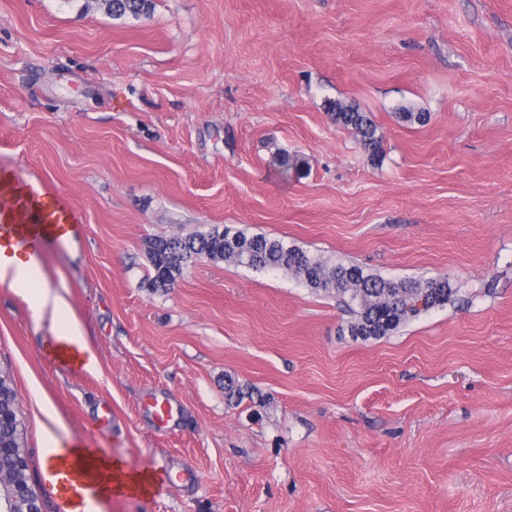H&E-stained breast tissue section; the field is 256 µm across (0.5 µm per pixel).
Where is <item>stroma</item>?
Wrapping results in <instances>:
<instances>
[{
	"label": "stroma",
	"instance_id": "1",
	"mask_svg": "<svg viewBox=\"0 0 512 512\" xmlns=\"http://www.w3.org/2000/svg\"><path fill=\"white\" fill-rule=\"evenodd\" d=\"M337 102L369 113L380 159ZM2 170L85 214L35 275L64 286L97 372L53 364L50 316L0 285L44 512V399L60 437L153 474L101 512H512V0H152L137 19L0 0ZM215 227L457 294L362 341L281 272L200 257L151 288L150 240ZM229 377L258 396L227 402Z\"/></svg>",
	"mask_w": 512,
	"mask_h": 512
}]
</instances>
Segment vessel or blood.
<instances>
[{
	"mask_svg": "<svg viewBox=\"0 0 512 512\" xmlns=\"http://www.w3.org/2000/svg\"><path fill=\"white\" fill-rule=\"evenodd\" d=\"M82 219L81 211L53 186L0 173V247L10 253L42 258L48 246L71 242ZM91 480L79 463L51 456L49 484L59 497L81 494Z\"/></svg>",
	"mask_w": 512,
	"mask_h": 512,
	"instance_id": "vessel-or-blood-1",
	"label": "vessel or blood"
}]
</instances>
